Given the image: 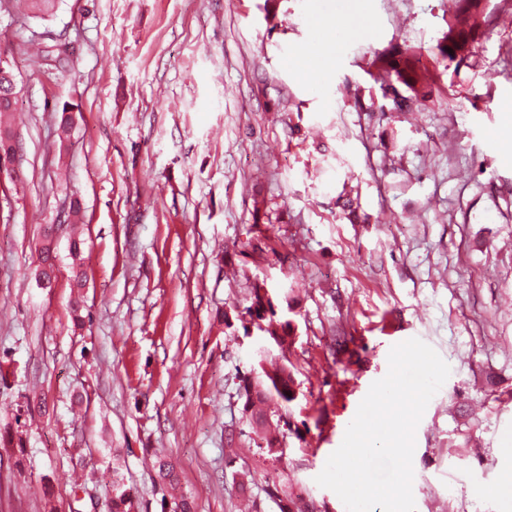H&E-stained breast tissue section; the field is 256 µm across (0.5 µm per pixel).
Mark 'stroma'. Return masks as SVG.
Wrapping results in <instances>:
<instances>
[{
  "mask_svg": "<svg viewBox=\"0 0 512 512\" xmlns=\"http://www.w3.org/2000/svg\"><path fill=\"white\" fill-rule=\"evenodd\" d=\"M486 4L471 66L429 63L440 93L406 112L369 62L393 45L430 52L451 0H57L46 21L0 9L19 81L17 179L0 181V434L23 437L0 446V512H48L76 479L106 512L116 470L138 512H162L158 449L195 512H240L236 469L254 477L253 512H279L273 469L317 512H346L315 478L411 338L451 369L416 429V512H512V496L479 494L512 470V0ZM346 16L369 29L324 65L315 20ZM53 224L58 278L43 288ZM258 284L292 307L287 350L236 319ZM262 346L298 393L279 463L254 456L238 397ZM39 399L46 411L27 412Z\"/></svg>",
  "mask_w": 512,
  "mask_h": 512,
  "instance_id": "1",
  "label": "stroma"
}]
</instances>
